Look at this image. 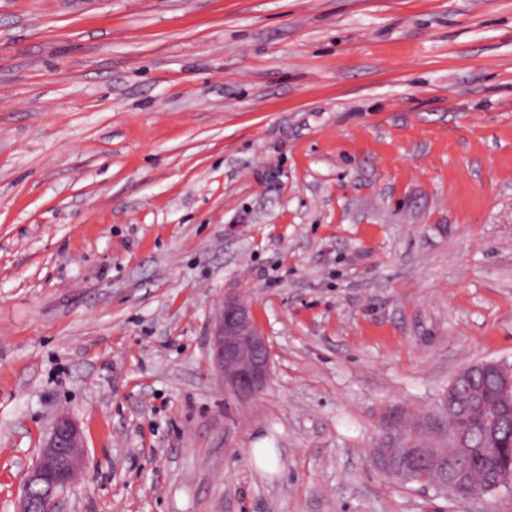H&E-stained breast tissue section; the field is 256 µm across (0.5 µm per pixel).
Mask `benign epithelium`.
<instances>
[{
  "instance_id": "7a95c632",
  "label": "benign epithelium",
  "mask_w": 512,
  "mask_h": 512,
  "mask_svg": "<svg viewBox=\"0 0 512 512\" xmlns=\"http://www.w3.org/2000/svg\"><path fill=\"white\" fill-rule=\"evenodd\" d=\"M209 345L224 385L241 397H253L271 381V353L266 336L257 326L249 305L235 295L224 297L209 327ZM485 366L495 376V402L473 385L468 390L463 414L448 415V448L467 446L462 424L471 411L481 414L488 439L500 425L499 406L512 403V366L490 361ZM81 435L68 416L57 417L23 483L19 512H58L61 493L71 487L83 468Z\"/></svg>"
}]
</instances>
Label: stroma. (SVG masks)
<instances>
[{
  "instance_id": "stroma-1",
  "label": "stroma",
  "mask_w": 512,
  "mask_h": 512,
  "mask_svg": "<svg viewBox=\"0 0 512 512\" xmlns=\"http://www.w3.org/2000/svg\"><path fill=\"white\" fill-rule=\"evenodd\" d=\"M228 294L254 397L210 355ZM481 361L512 365V0H0V512L62 413V512H512L371 461ZM209 345L224 385L253 397L271 381V353L249 305L236 295L224 297L209 327Z\"/></svg>"
}]
</instances>
